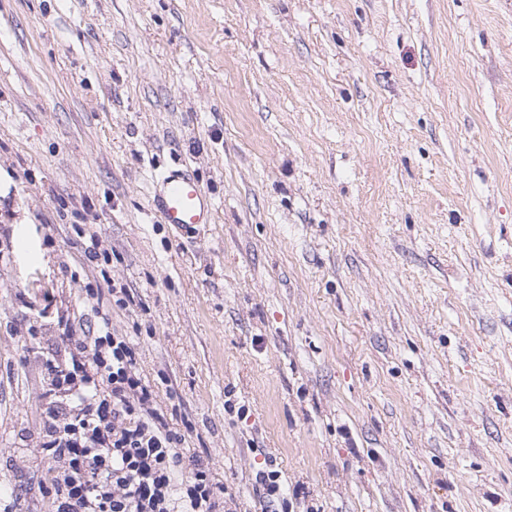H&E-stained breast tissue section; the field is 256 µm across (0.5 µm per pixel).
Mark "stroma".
I'll return each mask as SVG.
<instances>
[{
  "label": "stroma",
  "mask_w": 512,
  "mask_h": 512,
  "mask_svg": "<svg viewBox=\"0 0 512 512\" xmlns=\"http://www.w3.org/2000/svg\"><path fill=\"white\" fill-rule=\"evenodd\" d=\"M177 162L189 238L151 206ZM0 181L20 512L66 314L137 341L241 512L268 460L277 512H512V0H0ZM106 279L142 307L85 306ZM152 205L163 224L183 234H196L213 223L215 203L187 168L163 173L153 185Z\"/></svg>",
  "instance_id": "obj_1"
}]
</instances>
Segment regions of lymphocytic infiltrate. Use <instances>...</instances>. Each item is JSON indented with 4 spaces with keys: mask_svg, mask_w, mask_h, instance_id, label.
<instances>
[{
    "mask_svg": "<svg viewBox=\"0 0 512 512\" xmlns=\"http://www.w3.org/2000/svg\"><path fill=\"white\" fill-rule=\"evenodd\" d=\"M45 360L51 400L40 427L52 512H238L231 488L170 426L131 337L64 323Z\"/></svg>",
    "mask_w": 512,
    "mask_h": 512,
    "instance_id": "f902f5d3",
    "label": "lymphocytic infiltrate"
}]
</instances>
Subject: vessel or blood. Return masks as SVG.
I'll return each mask as SVG.
<instances>
[{
	"label": "vessel or blood",
	"instance_id": "1",
	"mask_svg": "<svg viewBox=\"0 0 512 512\" xmlns=\"http://www.w3.org/2000/svg\"><path fill=\"white\" fill-rule=\"evenodd\" d=\"M152 205L162 223L183 234L212 223L215 203L186 168L163 173L153 185Z\"/></svg>",
	"mask_w": 512,
	"mask_h": 512
}]
</instances>
